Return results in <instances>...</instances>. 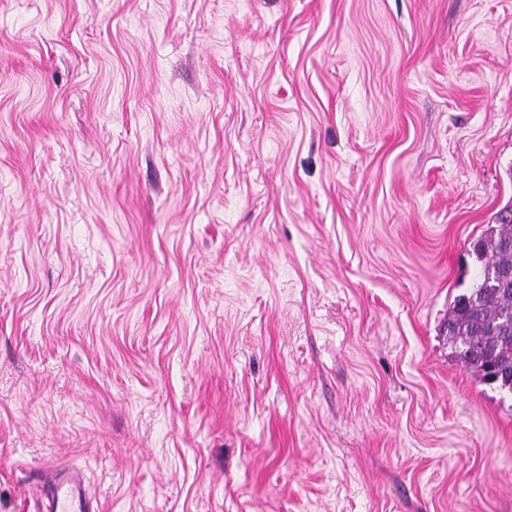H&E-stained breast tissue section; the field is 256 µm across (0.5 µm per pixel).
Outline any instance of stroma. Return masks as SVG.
Segmentation results:
<instances>
[{
    "label": "stroma",
    "instance_id": "1",
    "mask_svg": "<svg viewBox=\"0 0 512 512\" xmlns=\"http://www.w3.org/2000/svg\"><path fill=\"white\" fill-rule=\"evenodd\" d=\"M509 203L512 0H0V512H512ZM470 244L482 269L448 311V340L455 359L483 383L500 389L512 375V206ZM42 509V512L99 511L86 492L81 472L72 467L59 469L57 480L50 489Z\"/></svg>",
    "mask_w": 512,
    "mask_h": 512
}]
</instances>
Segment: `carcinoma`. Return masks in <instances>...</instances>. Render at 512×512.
<instances>
[{
    "mask_svg": "<svg viewBox=\"0 0 512 512\" xmlns=\"http://www.w3.org/2000/svg\"><path fill=\"white\" fill-rule=\"evenodd\" d=\"M482 265L471 287L456 295L448 311V340L455 359L482 382L503 387L512 373V206L470 244Z\"/></svg>",
    "mask_w": 512,
    "mask_h": 512,
    "instance_id": "cac0c4a2",
    "label": "carcinoma"
}]
</instances>
